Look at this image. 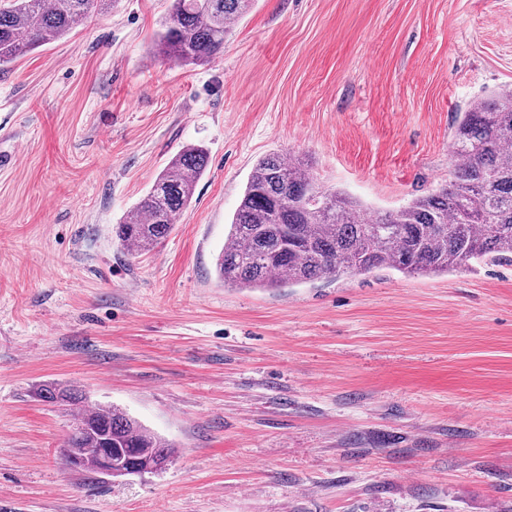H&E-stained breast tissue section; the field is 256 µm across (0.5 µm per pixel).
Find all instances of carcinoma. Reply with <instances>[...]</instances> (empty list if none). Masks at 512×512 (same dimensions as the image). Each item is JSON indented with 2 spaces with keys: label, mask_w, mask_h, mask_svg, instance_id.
I'll list each match as a JSON object with an SVG mask.
<instances>
[{
  "label": "carcinoma",
  "mask_w": 512,
  "mask_h": 512,
  "mask_svg": "<svg viewBox=\"0 0 512 512\" xmlns=\"http://www.w3.org/2000/svg\"><path fill=\"white\" fill-rule=\"evenodd\" d=\"M112 0H0V69L74 30ZM254 0H169L156 46L184 65L207 63L224 52L231 23ZM208 166V153L187 145L116 225L131 252L152 249L174 227ZM512 262V89L478 98L453 133L448 181L397 209H369L317 184L299 158L280 152L254 165L215 268L224 284L282 288L340 272L393 269L406 275L442 274L480 261ZM38 396L73 407L83 396L58 383ZM112 449V476L134 468L154 471L170 461L174 444L116 407L75 415L63 449L79 469L98 473L91 449Z\"/></svg>",
  "instance_id": "obj_1"
}]
</instances>
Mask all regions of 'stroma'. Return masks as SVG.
I'll list each match as a JSON object with an SVG mask.
<instances>
[{"label":"stroma","instance_id":"obj_1","mask_svg":"<svg viewBox=\"0 0 512 512\" xmlns=\"http://www.w3.org/2000/svg\"><path fill=\"white\" fill-rule=\"evenodd\" d=\"M169 0H115L0 73V512H512V263L283 288L215 273L257 160L392 209L512 88V0H255L201 66ZM208 167L151 251L114 227L183 146ZM56 381L173 442L69 468Z\"/></svg>","mask_w":512,"mask_h":512}]
</instances>
